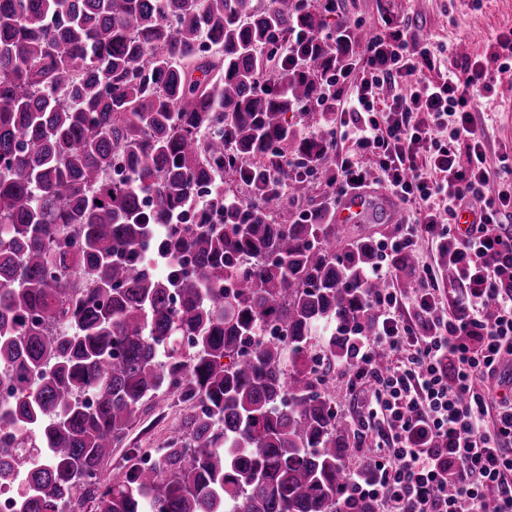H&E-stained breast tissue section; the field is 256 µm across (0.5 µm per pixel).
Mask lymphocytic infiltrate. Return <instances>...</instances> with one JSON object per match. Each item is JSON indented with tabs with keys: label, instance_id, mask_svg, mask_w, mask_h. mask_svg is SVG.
Returning <instances> with one entry per match:
<instances>
[{
	"label": "lymphocytic infiltrate",
	"instance_id": "1",
	"mask_svg": "<svg viewBox=\"0 0 512 512\" xmlns=\"http://www.w3.org/2000/svg\"><path fill=\"white\" fill-rule=\"evenodd\" d=\"M329 37L289 33L273 77H295L308 63L299 46ZM442 53L397 25L322 73L318 105L343 116L326 135L328 204L376 182L409 212L399 234L378 243L372 277H389L423 240L441 257L417 267L411 298H367L372 333L355 337L340 371L363 398L357 427L372 444L374 477H350L349 492L381 512H512V155L489 164L475 120L494 92L489 61L445 62ZM440 63L445 75L421 79ZM464 210L477 221L463 229ZM446 268L459 288L449 303L435 286Z\"/></svg>",
	"mask_w": 512,
	"mask_h": 512
}]
</instances>
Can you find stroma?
Here are the masks:
<instances>
[{
  "mask_svg": "<svg viewBox=\"0 0 512 512\" xmlns=\"http://www.w3.org/2000/svg\"><path fill=\"white\" fill-rule=\"evenodd\" d=\"M340 12L359 21L357 38L376 32L385 20H402L417 40L449 49L460 62L489 57L491 35L512 29V0H340ZM476 122L487 132V159L496 163L504 148L512 149V82L497 79L491 109L477 114ZM183 412L167 394L142 405L102 477L115 476L131 449L160 447Z\"/></svg>",
  "mask_w": 512,
  "mask_h": 512,
  "instance_id": "1",
  "label": "stroma"
}]
</instances>
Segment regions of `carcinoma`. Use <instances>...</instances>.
I'll return each mask as SVG.
<instances>
[{
	"label": "carcinoma",
	"instance_id": "obj_1",
	"mask_svg": "<svg viewBox=\"0 0 512 512\" xmlns=\"http://www.w3.org/2000/svg\"><path fill=\"white\" fill-rule=\"evenodd\" d=\"M331 16L323 0H0V429L24 426L0 436V486L20 479L18 512H374L349 497L354 431L320 366L371 335L376 243L344 245L330 209L305 218L312 182L284 169L287 193L246 212L224 188L283 159L330 179L327 141L296 125L336 122L316 107L336 42L264 80L276 37ZM167 393L189 405L178 426L101 481Z\"/></svg>",
	"mask_w": 512,
	"mask_h": 512
}]
</instances>
